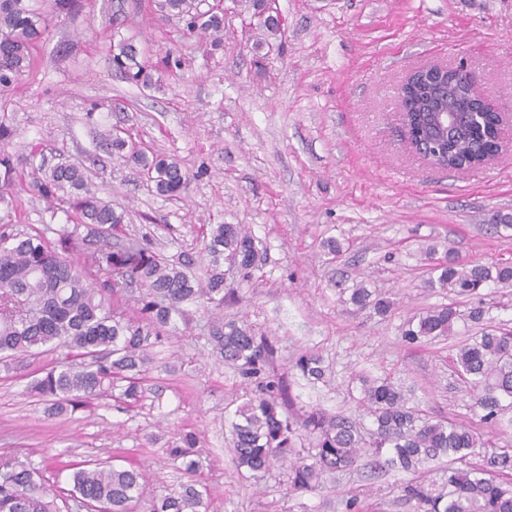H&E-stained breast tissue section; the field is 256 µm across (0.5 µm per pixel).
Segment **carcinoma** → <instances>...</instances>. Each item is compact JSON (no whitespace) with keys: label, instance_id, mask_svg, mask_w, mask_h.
Masks as SVG:
<instances>
[{"label":"carcinoma","instance_id":"1","mask_svg":"<svg viewBox=\"0 0 512 512\" xmlns=\"http://www.w3.org/2000/svg\"><path fill=\"white\" fill-rule=\"evenodd\" d=\"M112 22L138 28V15L115 0ZM206 0H148L149 12L177 20L184 35L196 40L212 57L223 46L224 13L204 8ZM251 18L269 37L282 31V19L268 11L267 0H245ZM50 16L40 0H0V95L36 73V53L49 33ZM112 69L142 88L154 84L157 72L182 69L180 56L151 58L138 36L112 41ZM15 128L0 114V202L28 176L27 190L62 211L70 223L58 229L44 225L0 224V365L21 366L29 358L53 353L50 366L30 384V391L62 410L85 404L104 393L138 403L146 398L141 375L150 365L149 348L174 335V317L187 303L221 310L238 288L255 279L262 267L258 241L240 224H212L203 252L209 258L206 278L195 273L197 260L189 252L168 259L144 239L119 236L125 213L92 189L78 163H33L40 146L26 154L9 150ZM496 126L471 123L468 150L481 153L499 140ZM103 139L113 155L139 167L164 197L184 193L194 176L174 155H148L132 137L107 131ZM97 231L99 239L79 252L81 227ZM55 237H49V234ZM427 266L439 272L431 288L471 301L468 318L484 322L492 301L482 290L489 284L512 285V264L486 265L462 260L448 247L441 258L436 249L425 253ZM235 266L238 286L224 277V264ZM350 304L385 317L396 306L387 296L366 288L352 289ZM459 314L451 304L440 305L407 320L401 336L409 344L447 337ZM208 340L224 361L254 384L237 405L230 421L238 470L264 473L277 463L288 468V489L313 492L326 474L350 469L366 452L384 464L417 472L427 463L452 458L448 468L451 491L437 493L421 483H409L404 496L417 512H512V448H497L470 428L447 420H432L410 405V398L390 375L361 380V406L373 419L370 440L356 423L340 414L306 411L294 417L282 410L284 384L269 372L276 353L264 335L235 319L215 317ZM453 363L471 384L474 407L484 423L494 426L512 406V330L483 328L458 346ZM296 368L310 380L325 377L320 357L303 355ZM313 438L312 447L296 448L300 431ZM198 441L189 432L167 449L186 474L195 472ZM72 488L56 485L47 470L11 454H0V512H63L77 499L92 512H208L193 479L180 490L146 495L140 469L115 468L86 461L73 467Z\"/></svg>","mask_w":512,"mask_h":512}]
</instances>
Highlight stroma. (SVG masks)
<instances>
[{
    "label": "stroma",
    "mask_w": 512,
    "mask_h": 512,
    "mask_svg": "<svg viewBox=\"0 0 512 512\" xmlns=\"http://www.w3.org/2000/svg\"><path fill=\"white\" fill-rule=\"evenodd\" d=\"M284 32L261 37L241 0H230L224 48L195 51L178 76L139 88L112 69V0H81L74 14L53 18L38 52L37 73L7 106L17 149L44 143L48 163H82L127 229L148 235L166 255L197 253L213 224H242L264 247L260 277L240 289L223 314L265 333L276 347L296 412L320 408L372 420L360 408L359 376L392 374L414 392L412 403L433 418L471 426L502 446L474 408L472 389L451 367L461 342L474 336L469 303L431 291L424 251L453 245L460 257L512 263V230L492 226L512 215V150L470 171H440L409 152L397 112V87L414 66L466 59L496 105L512 112V0H277ZM140 28L156 53L189 44L179 25L149 13ZM130 130L152 150L175 154L202 170L180 199L157 195L135 167L112 157L101 135ZM42 228L66 224L44 200L17 190L0 219ZM336 239L338 258L324 243ZM364 284L398 306L387 318L355 311L341 289ZM455 303L462 318L448 339L427 346L401 338L404 320ZM174 338L150 350L148 398L129 405L103 396L55 413L29 392L46 358L0 368V453L17 452L58 472L70 488V463L106 460L145 469L151 486L177 490L185 477L166 448L179 434L200 437L197 488L214 512H414L402 495L419 480L441 489L444 464L419 476L374 468L370 458L312 493H287L280 469L251 476L232 460L228 419L243 393L238 371L208 339L211 311L189 304ZM319 355L324 381L296 368Z\"/></svg>",
    "instance_id": "obj_1"
}]
</instances>
